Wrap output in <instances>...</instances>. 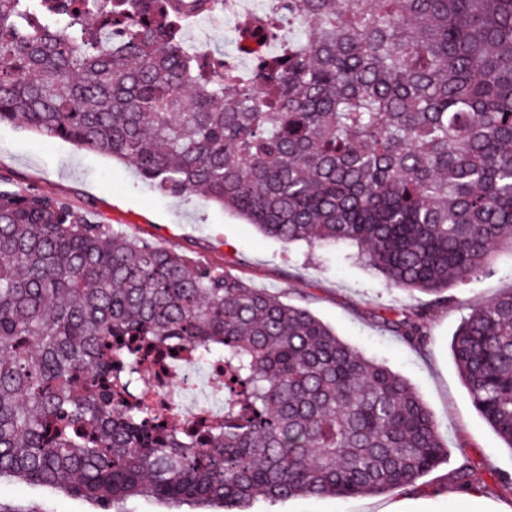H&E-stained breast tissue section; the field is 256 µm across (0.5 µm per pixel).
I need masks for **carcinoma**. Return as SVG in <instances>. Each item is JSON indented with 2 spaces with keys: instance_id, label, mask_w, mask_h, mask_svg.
<instances>
[{
  "instance_id": "obj_1",
  "label": "carcinoma",
  "mask_w": 512,
  "mask_h": 512,
  "mask_svg": "<svg viewBox=\"0 0 512 512\" xmlns=\"http://www.w3.org/2000/svg\"><path fill=\"white\" fill-rule=\"evenodd\" d=\"M217 2L97 0L89 23L73 0H0V124L280 241L355 247L436 302L512 246V0H274L297 35L247 78L182 43ZM377 319L425 346L427 308ZM180 348L224 361V415L190 432L136 394ZM450 351L512 450V292L473 307ZM447 460L411 384L308 308L0 177V477L101 512L133 497L250 512L392 492Z\"/></svg>"
}]
</instances>
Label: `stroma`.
Wrapping results in <instances>:
<instances>
[{
	"mask_svg": "<svg viewBox=\"0 0 512 512\" xmlns=\"http://www.w3.org/2000/svg\"><path fill=\"white\" fill-rule=\"evenodd\" d=\"M0 176L65 199L129 235L221 263L256 287L307 307L343 341L405 377L448 441L447 462L413 486L350 498L260 502L251 512H512V497L496 491L503 478L512 477V450L474 408L449 348L472 306L512 289V246H500L489 272L453 286L452 303L434 304L425 294L387 286L337 250L267 237L198 196L173 198L150 188L131 164L10 124L0 125ZM421 305L428 308L426 348L391 335L376 320L377 314ZM466 460L481 470L483 487L456 488L455 472ZM0 506L10 512H92L62 492L7 477L0 478Z\"/></svg>",
	"mask_w": 512,
	"mask_h": 512,
	"instance_id": "stroma-1",
	"label": "stroma"
}]
</instances>
